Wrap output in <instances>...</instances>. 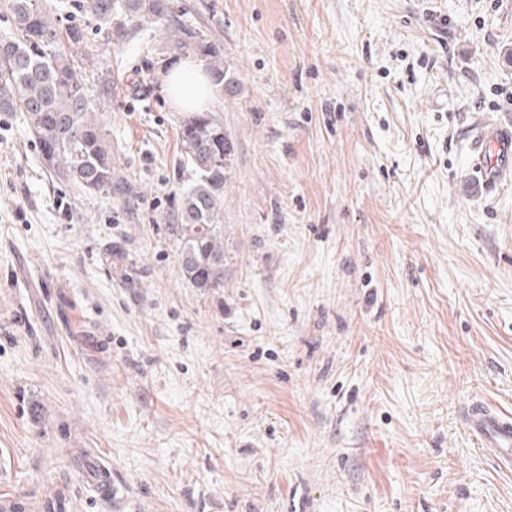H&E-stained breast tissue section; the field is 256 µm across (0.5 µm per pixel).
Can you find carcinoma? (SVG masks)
<instances>
[{"label":"carcinoma","instance_id":"cac0c4a2","mask_svg":"<svg viewBox=\"0 0 512 512\" xmlns=\"http://www.w3.org/2000/svg\"><path fill=\"white\" fill-rule=\"evenodd\" d=\"M100 26L125 34L127 23L168 32L165 52L190 54L204 63L214 85L224 87V47L201 29L183 25L171 0H87ZM8 30L0 36V112H23L56 177L88 192L117 195L128 208L138 193L112 162V145L85 91L86 74L78 50L82 29L63 35L40 0H9L0 16ZM183 161L190 183L174 194L173 218L181 241V270L195 288L224 287L222 223L224 179L233 151L224 124L211 112L189 113L180 122Z\"/></svg>","mask_w":512,"mask_h":512}]
</instances>
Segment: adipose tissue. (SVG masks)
<instances>
[{"label": "adipose tissue", "instance_id": "obj_1", "mask_svg": "<svg viewBox=\"0 0 512 512\" xmlns=\"http://www.w3.org/2000/svg\"><path fill=\"white\" fill-rule=\"evenodd\" d=\"M163 91L182 112L205 111L214 96V87L203 66L190 57L180 59L165 75Z\"/></svg>", "mask_w": 512, "mask_h": 512}]
</instances>
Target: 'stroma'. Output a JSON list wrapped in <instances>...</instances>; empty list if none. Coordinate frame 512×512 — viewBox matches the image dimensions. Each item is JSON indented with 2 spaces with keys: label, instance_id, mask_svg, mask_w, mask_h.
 <instances>
[{
  "label": "stroma",
  "instance_id": "1",
  "mask_svg": "<svg viewBox=\"0 0 512 512\" xmlns=\"http://www.w3.org/2000/svg\"><path fill=\"white\" fill-rule=\"evenodd\" d=\"M80 64L139 192L60 182L0 113V497L23 512H512L475 397L512 415V183L469 175L512 119V0H174L224 47V285L169 220L182 112L165 32ZM118 495H88L84 458ZM55 510H48V503Z\"/></svg>",
  "mask_w": 512,
  "mask_h": 512
}]
</instances>
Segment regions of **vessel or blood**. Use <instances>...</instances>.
I'll list each match as a JSON object with an SVG mask.
<instances>
[{
	"instance_id": "1",
	"label": "vessel or blood",
	"mask_w": 512,
	"mask_h": 512,
	"mask_svg": "<svg viewBox=\"0 0 512 512\" xmlns=\"http://www.w3.org/2000/svg\"><path fill=\"white\" fill-rule=\"evenodd\" d=\"M467 138L470 168L484 190L490 192L512 181V122L475 125ZM462 420L479 447L500 461L512 462V417L498 414L477 398L465 407ZM87 483L99 498H111L112 478L105 461L91 459Z\"/></svg>"
}]
</instances>
